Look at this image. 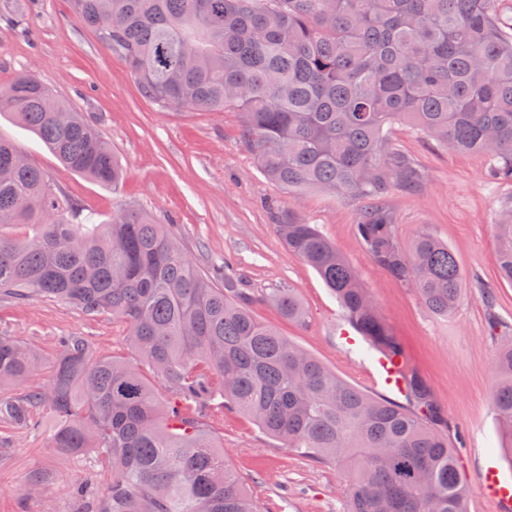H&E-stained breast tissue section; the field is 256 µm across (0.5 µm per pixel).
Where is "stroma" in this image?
Masks as SVG:
<instances>
[{
  "mask_svg": "<svg viewBox=\"0 0 512 512\" xmlns=\"http://www.w3.org/2000/svg\"><path fill=\"white\" fill-rule=\"evenodd\" d=\"M26 71L83 113L111 144L126 177L112 189L67 169L6 114L0 115V138L14 142L100 220L138 210L168 225L200 272L230 264L254 295L261 320L348 383L381 395L372 378V354L337 342L338 302L311 267L288 253L275 229L289 210L317 225L356 271L408 363L429 385L471 487L469 512H499L480 484L491 465L512 478L493 408L494 355L512 337V284L499 277L492 231L502 203L512 200V181L492 179L486 155L448 153L407 127H395L389 136L391 147L410 157L423 180L420 190L395 187L384 199L399 242L407 246L431 232L447 242L466 275L457 309L439 317L412 288L381 269L359 240L355 223L364 200L321 191L291 195L273 185L258 166L239 113L159 109L141 95L126 64L76 19L71 0H0V88ZM484 284L493 294L489 305L481 296ZM279 288L299 297L308 313L305 323L290 322L267 304ZM0 336L40 354V371L26 384L31 387L46 382L66 336L85 337L99 355L136 358L111 315L89 316L50 298L21 304L0 296ZM203 423L229 467L246 479L261 512H344L345 468L280 447L242 414L213 408ZM35 470L48 472L51 480L40 495L29 496L24 485ZM110 481V466L90 454L62 459L45 435L0 428V512H75L77 487L90 485L99 495Z\"/></svg>",
  "mask_w": 512,
  "mask_h": 512,
  "instance_id": "1",
  "label": "stroma"
}]
</instances>
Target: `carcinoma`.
Here are the masks:
<instances>
[{
  "instance_id": "1",
  "label": "carcinoma",
  "mask_w": 512,
  "mask_h": 512,
  "mask_svg": "<svg viewBox=\"0 0 512 512\" xmlns=\"http://www.w3.org/2000/svg\"><path fill=\"white\" fill-rule=\"evenodd\" d=\"M76 18L130 68L161 109L234 110L262 173L290 192L368 199L355 231L376 264L450 315L465 277L429 232L407 249L380 200L415 190L420 173L389 148L408 123L454 154L484 153L512 180V24L498 0H72ZM33 132L68 169L117 187L112 146L31 73L0 89V113ZM0 139V224L40 227L32 240L0 237V295L52 298L87 315L112 314L172 396L164 407L138 365L96 356L68 336L46 384L0 396V424L40 431L63 457L92 451L112 467L91 512H261L224 451L202 428L218 406L250 417L283 447L345 465V512H467L469 489L444 419L414 369L408 410L349 384L253 311L240 282L218 287L193 268L177 238L126 210L100 222L19 162ZM509 219L493 225L500 278L512 283ZM277 232L336 296L369 348L402 345L344 256L294 211ZM290 320L306 311L290 292L270 299ZM494 408L512 449V341L495 355ZM39 358L0 336V387L34 375Z\"/></svg>"
}]
</instances>
